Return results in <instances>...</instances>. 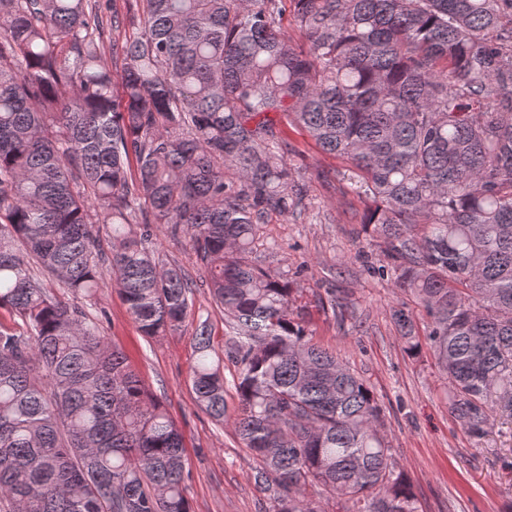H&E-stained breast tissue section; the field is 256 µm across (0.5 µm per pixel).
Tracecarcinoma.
Segmentation results:
<instances>
[{
    "instance_id": "carcinoma-1",
    "label": "carcinoma",
    "mask_w": 512,
    "mask_h": 512,
    "mask_svg": "<svg viewBox=\"0 0 512 512\" xmlns=\"http://www.w3.org/2000/svg\"><path fill=\"white\" fill-rule=\"evenodd\" d=\"M0 0V512H191L184 438L83 308L109 262L142 335L193 285L147 248L188 236L242 336L199 320L190 384L232 422L276 512H418L371 386L312 342L297 289L254 264L260 225L308 209L277 116L351 164L364 232L431 317L428 346L474 437L512 419V0ZM135 34L104 58V19ZM136 171H130V158ZM110 230V255L96 228Z\"/></svg>"
}]
</instances>
